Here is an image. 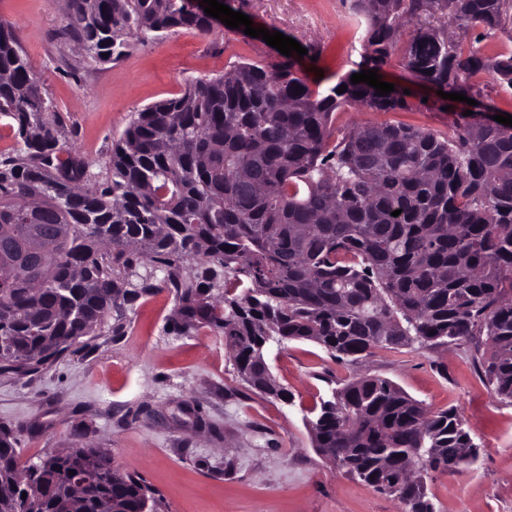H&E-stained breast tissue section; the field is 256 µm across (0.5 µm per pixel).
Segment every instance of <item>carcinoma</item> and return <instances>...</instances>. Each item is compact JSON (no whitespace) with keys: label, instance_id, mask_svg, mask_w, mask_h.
<instances>
[{"label":"carcinoma","instance_id":"cac0c4a2","mask_svg":"<svg viewBox=\"0 0 512 512\" xmlns=\"http://www.w3.org/2000/svg\"><path fill=\"white\" fill-rule=\"evenodd\" d=\"M350 7L366 22L360 68L398 52L414 78L445 93L474 98L480 75L512 90V53L481 56L440 28L402 41L424 14L501 28L512 0ZM68 19L100 63L124 56L131 35L215 29L191 0H69ZM408 98L349 76L313 91L295 54L270 67L241 62L139 112L105 181L84 187L94 174L46 121L44 84L0 21V120L16 138L0 153V264L21 256L32 229L63 227L46 265L0 275V372L43 371L98 335L119 300L166 290L178 325L224 336L241 380L266 397L291 400L265 359L273 342L310 341L356 363L377 349L483 336L484 376L512 403V127L460 115L444 133L377 121L335 133L346 104L404 111ZM309 424L325 458L402 512H435L425 476L467 469L473 460L459 449L478 448L457 411H431L378 376L333 389ZM160 507L100 448L24 465L12 430L0 428V512Z\"/></svg>","mask_w":512,"mask_h":512}]
</instances>
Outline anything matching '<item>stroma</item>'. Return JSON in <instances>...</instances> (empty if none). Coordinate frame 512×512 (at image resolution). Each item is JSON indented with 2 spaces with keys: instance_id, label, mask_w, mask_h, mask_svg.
<instances>
[{
  "instance_id": "obj_1",
  "label": "stroma",
  "mask_w": 512,
  "mask_h": 512,
  "mask_svg": "<svg viewBox=\"0 0 512 512\" xmlns=\"http://www.w3.org/2000/svg\"><path fill=\"white\" fill-rule=\"evenodd\" d=\"M237 7L254 27L319 47L317 59L300 61L312 89L357 71L364 28L349 0H238ZM67 15L68 0H0V20L16 29L64 140L101 177L137 112L238 62L276 61L273 47L241 30L177 28L158 40H131L120 61L100 64L79 48ZM429 22L464 36L481 53L512 51V30L479 38L448 15ZM381 79L410 89L411 110L347 106L336 114V130L369 121L447 130L437 90L413 80L399 58ZM118 315L120 334L103 329L37 374H0V427L17 430L22 460L76 445L103 449L114 467L141 477L166 512H400L393 498L324 458L307 423L332 387L369 373L430 409L457 410L473 433L480 448L473 466L426 480L436 512H512V403L497 398L483 378L481 340L380 350L357 364L337 361L309 341L272 344L265 358L292 396L284 403L246 387L223 336L177 326L168 292L141 296Z\"/></svg>"
}]
</instances>
